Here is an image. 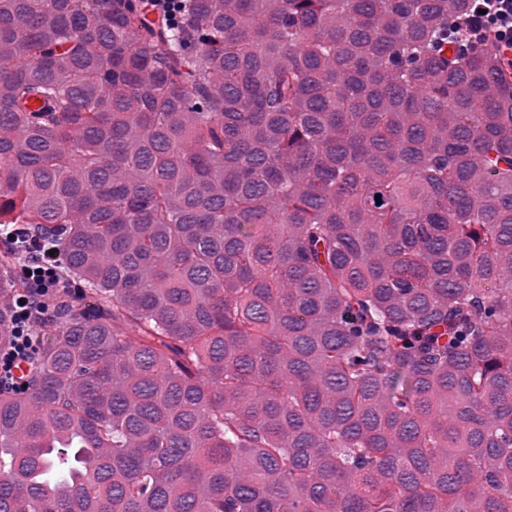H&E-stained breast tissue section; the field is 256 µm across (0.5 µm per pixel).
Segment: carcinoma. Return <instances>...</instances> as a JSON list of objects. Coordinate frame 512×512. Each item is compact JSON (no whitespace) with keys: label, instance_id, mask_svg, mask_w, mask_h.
Listing matches in <instances>:
<instances>
[{"label":"carcinoma","instance_id":"carcinoma-1","mask_svg":"<svg viewBox=\"0 0 512 512\" xmlns=\"http://www.w3.org/2000/svg\"><path fill=\"white\" fill-rule=\"evenodd\" d=\"M471 10L0 0V225L63 256L0 512H512V84L448 44Z\"/></svg>","mask_w":512,"mask_h":512}]
</instances>
